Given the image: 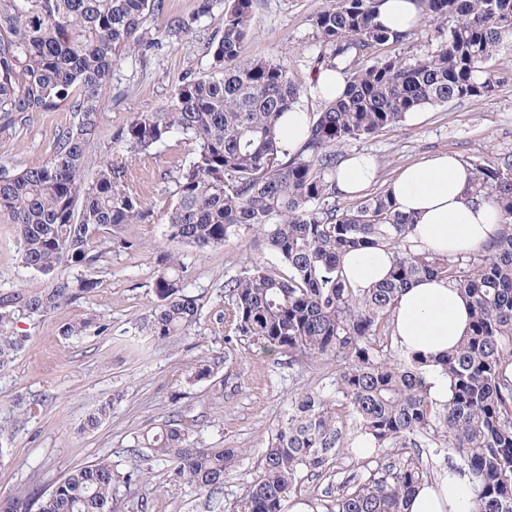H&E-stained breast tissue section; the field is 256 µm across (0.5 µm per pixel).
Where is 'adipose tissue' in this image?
I'll return each instance as SVG.
<instances>
[{"label":"adipose tissue","mask_w":512,"mask_h":512,"mask_svg":"<svg viewBox=\"0 0 512 512\" xmlns=\"http://www.w3.org/2000/svg\"><path fill=\"white\" fill-rule=\"evenodd\" d=\"M377 166L367 155L348 157L336 173L338 190L347 197L361 195L376 179ZM469 165L459 156L442 152L402 169L389 185L394 210L411 218L413 238L421 247L456 255L477 249L496 233V209L473 205L467 191ZM392 256L380 249L349 253L344 276L356 288L384 280ZM470 312L465 299L446 281L426 278L413 282L399 297L395 331L399 345L410 353L435 356L448 351L462 336ZM468 476L449 473L438 487H422L412 496L409 512H472Z\"/></svg>","instance_id":"ef3b65f1"}]
</instances>
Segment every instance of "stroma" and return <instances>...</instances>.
I'll list each match as a JSON object with an SVG mask.
<instances>
[{
	"mask_svg": "<svg viewBox=\"0 0 512 512\" xmlns=\"http://www.w3.org/2000/svg\"><path fill=\"white\" fill-rule=\"evenodd\" d=\"M334 0H254L252 32L244 44L248 58H287L301 86L299 106L318 111L320 99L310 92L311 62L329 56L315 35L313 16ZM199 0H165L163 13L151 20L164 28L168 16L190 25L180 39L163 42L146 55L129 56L116 67L100 114L99 128L89 147L87 176L101 163L129 168L143 200L152 205L154 223L128 224L121 238L135 241L136 250L113 247L98 274L95 292L66 304L58 313L36 321L21 320L28 334L25 348L12 366L0 371V497L21 496L35 488L51 489L75 467L105 457L124 472L133 465L129 448L134 437L189 409L190 433L208 448H239L243 455L217 499L206 500L194 488L171 493L169 473L154 467L147 484L129 489L116 484L112 512H233L258 476V450L281 418L296 387H318L328 376L324 367L299 365L285 354H266L244 339H228L220 321L224 284L244 271L248 256L274 262L253 233L219 249H185L189 294L200 298L201 316L189 335L157 342L138 328L154 305V259L165 242V206L177 191L180 174L193 158V144L173 136L147 154L130 156L118 149L114 136L134 114L153 112L171 97L186 73L208 71L210 46L224 30L226 0H215L209 15L197 14ZM453 19L426 20L403 44L381 47V54L399 53L413 59L439 45ZM497 81L489 97L456 100L423 109L421 121L380 135L346 142L341 153H368L378 166L376 187L388 186L398 171L423 157L448 152L468 160L477 156L512 155V38L505 39L488 63ZM69 110L39 112L10 135L0 134V163L28 168L41 164L53 151L60 130L69 126ZM20 262L15 232L0 216V291L31 283ZM97 318L109 326L98 338L62 339L60 326ZM219 356L213 381L185 380L197 357ZM222 391H214V383ZM106 396L116 402L110 417L97 429L82 430L87 413ZM29 419H22L26 408Z\"/></svg>",
	"mask_w": 512,
	"mask_h": 512,
	"instance_id": "35a3bbf8",
	"label": "stroma"
}]
</instances>
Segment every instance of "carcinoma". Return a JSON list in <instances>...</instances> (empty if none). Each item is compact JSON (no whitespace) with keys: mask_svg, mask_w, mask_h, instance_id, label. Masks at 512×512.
<instances>
[{"mask_svg":"<svg viewBox=\"0 0 512 512\" xmlns=\"http://www.w3.org/2000/svg\"><path fill=\"white\" fill-rule=\"evenodd\" d=\"M381 2L338 0L314 16L331 59L372 63L354 69L337 98L322 100L296 149L279 137V120L301 93L288 58L242 57L253 0L228 5L210 72L183 76L165 107L136 114L116 139L135 155L175 135L195 146L167 205L147 335L157 342L186 335L201 315L199 299L186 292L184 248H219L256 232L281 268L253 259L224 284L232 335L334 368L327 383L289 398L258 449L261 472L237 512H285L307 480L325 477L331 485L313 498V512H408L415 490L433 483L422 448L455 456L456 471L472 481L473 512H512V379L504 374L512 365V155L467 161L471 201L492 205L500 224L489 242L463 255L418 248L414 225L394 211L386 187L336 204L340 145L398 128L411 112L496 91L497 82L480 74L512 36V0H416L423 18L455 24L436 50L412 62L376 56L408 38L379 21ZM164 7V0H0V133L33 112L67 107L74 114L41 165L0 167V216L15 228L21 263L52 280L50 288L0 293V370L28 341L20 320H39L95 291V269L112 250L106 232L154 222L128 169L105 162L90 180L84 171L112 70L130 51L162 44L145 24ZM370 248L393 254L391 272L355 289L343 260ZM62 266L85 275L60 277ZM427 277L448 281L472 313L459 343L439 357L407 354L395 336L400 294ZM108 330L91 318L63 325L61 335ZM429 366L448 378L444 403L430 396ZM213 375L212 363L200 359L188 380ZM111 408L112 399L102 401L83 429L98 428ZM131 448L137 464L125 473L103 457L48 492L1 498L0 512H112L114 485H137L157 465L170 469L171 492L188 485L213 497L241 458L238 448L200 446L181 413L134 438ZM343 458L353 467L337 465Z\"/></svg>","mask_w":512,"mask_h":512,"instance_id":"1","label":"carcinoma"}]
</instances>
